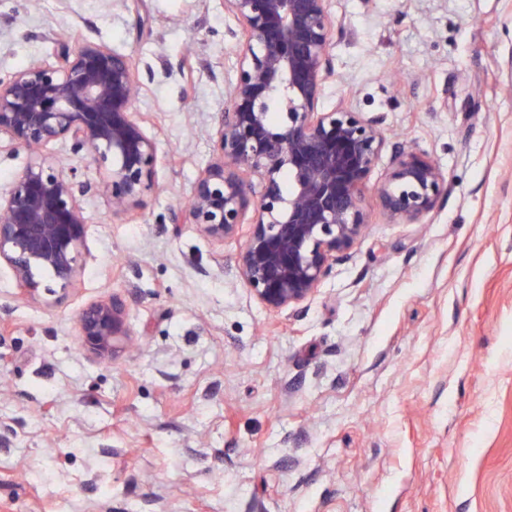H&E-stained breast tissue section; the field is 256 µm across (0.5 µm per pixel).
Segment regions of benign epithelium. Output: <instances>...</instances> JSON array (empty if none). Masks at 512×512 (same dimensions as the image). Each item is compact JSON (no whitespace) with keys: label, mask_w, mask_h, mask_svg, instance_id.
Listing matches in <instances>:
<instances>
[{"label":"benign epithelium","mask_w":512,"mask_h":512,"mask_svg":"<svg viewBox=\"0 0 512 512\" xmlns=\"http://www.w3.org/2000/svg\"><path fill=\"white\" fill-rule=\"evenodd\" d=\"M236 20L228 106L213 136L217 159L199 175L174 221L222 242L249 209L252 223L236 277L272 312L307 300L365 234L364 194L386 148L378 124L340 106L321 112L334 74L328 0H223ZM55 63L33 60L0 75V140L31 159L0 193V265L23 296L39 295L37 272L60 289L79 272L88 224L77 169L43 154L69 142L103 170L98 189L113 212L138 204L155 186L157 146L134 113L142 89L132 57L82 37L56 33ZM260 190H255V187ZM448 189L439 166L400 149L378 188L392 220L415 224ZM81 348L109 360L132 344L125 301L114 295L79 314Z\"/></svg>","instance_id":"7a95c632"}]
</instances>
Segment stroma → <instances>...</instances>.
<instances>
[{"instance_id":"35a3bbf8","label":"stroma","mask_w":512,"mask_h":512,"mask_svg":"<svg viewBox=\"0 0 512 512\" xmlns=\"http://www.w3.org/2000/svg\"><path fill=\"white\" fill-rule=\"evenodd\" d=\"M321 107L388 145L370 224L302 304L270 313L217 243L172 218L213 159L235 57L222 0H0V75L53 62L54 32L133 55L157 144L133 217L90 185L81 275L17 295L0 266V512H512V0H329ZM448 193L382 212L396 147ZM119 294L138 348L102 363L78 317Z\"/></svg>"}]
</instances>
